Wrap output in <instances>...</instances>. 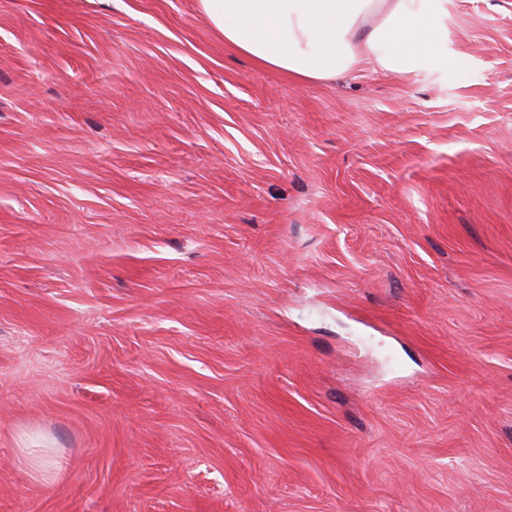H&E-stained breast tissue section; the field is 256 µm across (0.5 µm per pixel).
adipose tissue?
I'll use <instances>...</instances> for the list:
<instances>
[{
  "instance_id": "obj_1",
  "label": "adipose tissue",
  "mask_w": 512,
  "mask_h": 512,
  "mask_svg": "<svg viewBox=\"0 0 512 512\" xmlns=\"http://www.w3.org/2000/svg\"><path fill=\"white\" fill-rule=\"evenodd\" d=\"M225 44L299 80L360 64L403 76L448 67V0H199Z\"/></svg>"
}]
</instances>
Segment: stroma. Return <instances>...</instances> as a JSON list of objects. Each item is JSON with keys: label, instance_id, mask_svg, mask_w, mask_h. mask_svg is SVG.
Masks as SVG:
<instances>
[{"label": "stroma", "instance_id": "obj_1", "mask_svg": "<svg viewBox=\"0 0 512 512\" xmlns=\"http://www.w3.org/2000/svg\"><path fill=\"white\" fill-rule=\"evenodd\" d=\"M448 37L299 83L0 0V512H512V0Z\"/></svg>", "mask_w": 512, "mask_h": 512}]
</instances>
